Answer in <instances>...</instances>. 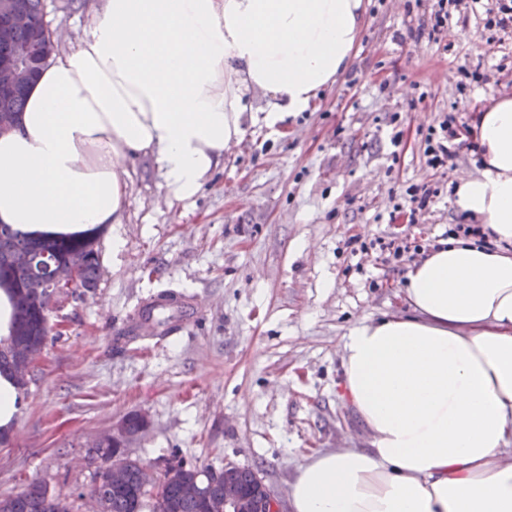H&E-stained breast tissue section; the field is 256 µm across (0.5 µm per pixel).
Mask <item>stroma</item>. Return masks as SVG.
<instances>
[{
    "label": "stroma",
    "instance_id": "35a3bbf8",
    "mask_svg": "<svg viewBox=\"0 0 512 512\" xmlns=\"http://www.w3.org/2000/svg\"><path fill=\"white\" fill-rule=\"evenodd\" d=\"M366 3L348 71L308 111L249 126L192 206L164 203L151 161L130 167L123 221L99 241L94 294L49 312L28 404L0 445V496L41 481L88 512L98 466L87 446L133 412L148 420L133 456L174 453L216 470L230 459L259 470L283 500L314 452L363 447L341 396L338 343L363 316L408 312L404 275L460 221L453 176L477 170L463 146L433 174L420 132L449 113L470 124L485 99L512 90V68L499 66L512 39L494 50L472 42L484 23L465 2L438 44L409 35L436 0ZM44 8L61 50L93 16L87 0ZM463 63L481 65L486 85L459 92ZM412 184L440 193L410 224L394 206ZM378 237L419 248L388 263L360 248ZM164 288L194 294L199 313L186 332L150 348L122 339L126 316Z\"/></svg>",
    "mask_w": 512,
    "mask_h": 512
}]
</instances>
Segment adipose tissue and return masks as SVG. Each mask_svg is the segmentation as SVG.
Masks as SVG:
<instances>
[{"label": "adipose tissue", "instance_id": "adipose-tissue-1", "mask_svg": "<svg viewBox=\"0 0 512 512\" xmlns=\"http://www.w3.org/2000/svg\"><path fill=\"white\" fill-rule=\"evenodd\" d=\"M365 13L364 0H102L0 134V223L32 237L121 223L143 158L169 201L194 203L247 124L307 111L336 83ZM471 135L481 166L453 204L483 236L440 240L405 274L411 314L344 336L342 387L370 440L313 455L291 512H512V93ZM25 405L1 374L0 436Z\"/></svg>", "mask_w": 512, "mask_h": 512}]
</instances>
